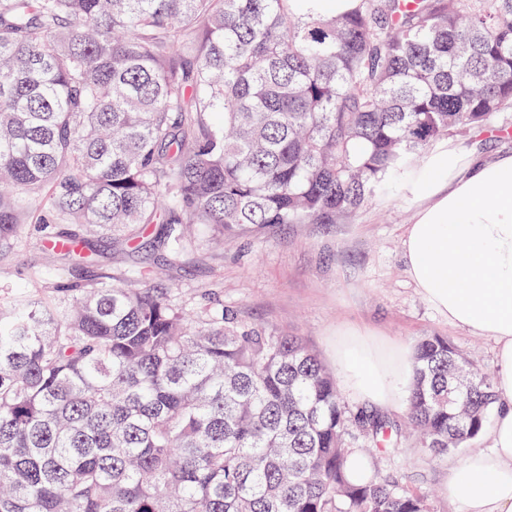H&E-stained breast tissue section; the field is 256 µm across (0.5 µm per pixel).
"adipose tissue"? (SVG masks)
<instances>
[{"mask_svg":"<svg viewBox=\"0 0 512 512\" xmlns=\"http://www.w3.org/2000/svg\"><path fill=\"white\" fill-rule=\"evenodd\" d=\"M408 190L416 203L403 238L410 278L449 324L496 344L491 450L452 470L448 496L464 512H512V155L476 162L440 145ZM341 334L333 357L344 385L377 410L399 407L410 354L384 352L358 328Z\"/></svg>","mask_w":512,"mask_h":512,"instance_id":"ef3b65f1","label":"adipose tissue"}]
</instances>
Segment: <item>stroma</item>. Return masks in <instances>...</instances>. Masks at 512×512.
I'll return each instance as SVG.
<instances>
[{
	"mask_svg": "<svg viewBox=\"0 0 512 512\" xmlns=\"http://www.w3.org/2000/svg\"><path fill=\"white\" fill-rule=\"evenodd\" d=\"M452 141L466 154L511 153L512 112ZM407 183L403 176L389 178L365 208L338 224H273L243 232L221 247L211 243L213 230L201 227L196 248L178 263L168 261L155 235L133 249L104 237L97 242L98 265L82 275L150 267L154 285L178 289L187 309L198 310L203 296H210L213 307L245 325L270 335L303 337L328 367L336 330L348 325L369 328L378 342L404 350L422 336L448 337L477 368L493 374L494 341L449 326L407 273L402 241L413 216ZM41 239L36 224H29L17 251L0 259V302L51 298L50 289L27 277L30 267L43 262ZM487 447L482 434L464 448L434 456L408 436L401 452L379 458L377 468L399 489L428 494L432 512H461L448 497V475Z\"/></svg>",
	"mask_w": 512,
	"mask_h": 512,
	"instance_id": "35a3bbf8",
	"label": "stroma"
}]
</instances>
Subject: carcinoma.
I'll return each mask as SVG.
<instances>
[{"label": "carcinoma", "mask_w": 512, "mask_h": 512, "mask_svg": "<svg viewBox=\"0 0 512 512\" xmlns=\"http://www.w3.org/2000/svg\"><path fill=\"white\" fill-rule=\"evenodd\" d=\"M0 0V255L30 213L57 298L0 305V512H431L375 453L302 337L191 314L150 272L80 279L95 239L334 224L414 155L512 110V0ZM405 418L434 455L497 394L445 336L412 349ZM372 451L355 456L349 440ZM294 12L300 16L344 15L357 6V0H291Z\"/></svg>", "instance_id": "carcinoma-1"}]
</instances>
